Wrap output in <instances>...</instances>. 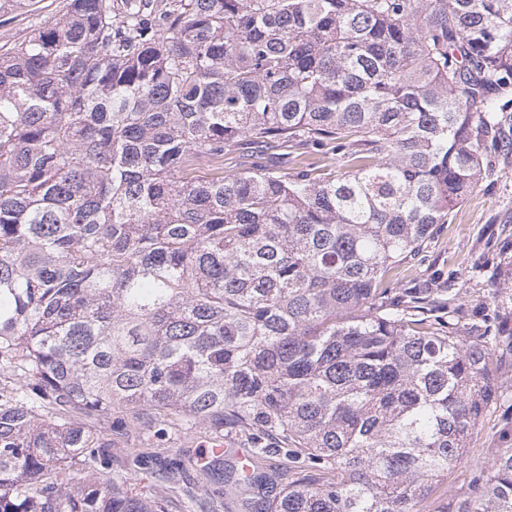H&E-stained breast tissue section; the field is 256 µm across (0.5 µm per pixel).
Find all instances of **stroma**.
<instances>
[{
  "mask_svg": "<svg viewBox=\"0 0 512 512\" xmlns=\"http://www.w3.org/2000/svg\"><path fill=\"white\" fill-rule=\"evenodd\" d=\"M67 0H34L29 12L0 15V47L23 42L30 33L62 11ZM488 153L486 173L468 198L440 225L424 250L392 272L395 288H418L436 281L456 294L468 322L477 331L496 336L512 334V125L496 134ZM504 407H488L472 436L465 466L449 471L446 489H435L422 512H437L445 495L468 492L470 473L498 448L504 447L507 429ZM213 459L207 445L197 440L156 449L138 473L146 485L152 471L177 462L188 469Z\"/></svg>",
  "mask_w": 512,
  "mask_h": 512,
  "instance_id": "stroma-1",
  "label": "stroma"
}]
</instances>
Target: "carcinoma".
<instances>
[{"label":"carcinoma","instance_id":"carcinoma-1","mask_svg":"<svg viewBox=\"0 0 512 512\" xmlns=\"http://www.w3.org/2000/svg\"><path fill=\"white\" fill-rule=\"evenodd\" d=\"M511 90L512 0H69L0 52V512H222L216 469L112 472L194 436L254 448L240 512H420L512 337L387 281ZM471 487L438 512H512V447Z\"/></svg>","mask_w":512,"mask_h":512}]
</instances>
